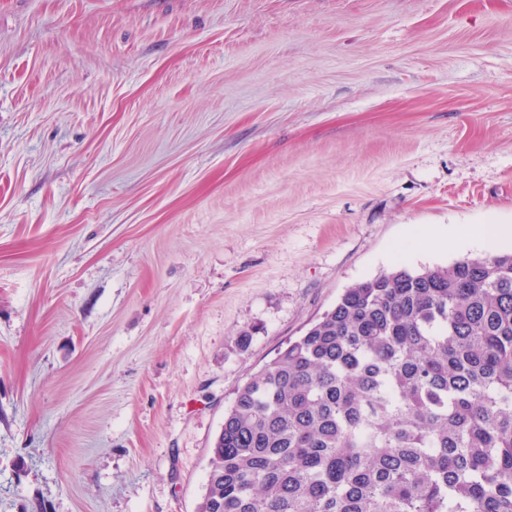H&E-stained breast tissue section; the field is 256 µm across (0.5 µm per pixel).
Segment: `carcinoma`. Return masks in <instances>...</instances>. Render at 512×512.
Instances as JSON below:
<instances>
[{"label":"carcinoma","instance_id":"obj_1","mask_svg":"<svg viewBox=\"0 0 512 512\" xmlns=\"http://www.w3.org/2000/svg\"><path fill=\"white\" fill-rule=\"evenodd\" d=\"M198 512H512V253L347 288L236 391Z\"/></svg>","mask_w":512,"mask_h":512}]
</instances>
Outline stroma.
<instances>
[{"label":"stroma","mask_w":512,"mask_h":512,"mask_svg":"<svg viewBox=\"0 0 512 512\" xmlns=\"http://www.w3.org/2000/svg\"><path fill=\"white\" fill-rule=\"evenodd\" d=\"M500 224L512 0H0V512H196L239 386Z\"/></svg>","instance_id":"35a3bbf8"}]
</instances>
